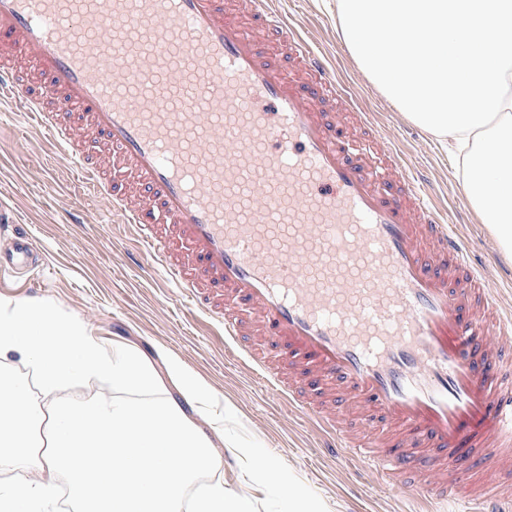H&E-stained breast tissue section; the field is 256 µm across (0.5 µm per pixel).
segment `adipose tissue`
I'll return each instance as SVG.
<instances>
[{
  "label": "adipose tissue",
  "instance_id": "adipose-tissue-1",
  "mask_svg": "<svg viewBox=\"0 0 512 512\" xmlns=\"http://www.w3.org/2000/svg\"><path fill=\"white\" fill-rule=\"evenodd\" d=\"M27 366L24 375L10 361ZM102 381L109 401L74 403L61 393ZM178 394L171 397L167 386ZM213 390L183 362L161 364L91 336L85 324L37 301L0 303V512H50L55 481L70 485L75 512H183L186 491L230 445ZM251 480L283 494L288 512H324L275 459L232 443Z\"/></svg>",
  "mask_w": 512,
  "mask_h": 512
}]
</instances>
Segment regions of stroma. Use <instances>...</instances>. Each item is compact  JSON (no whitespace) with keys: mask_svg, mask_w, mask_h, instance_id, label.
<instances>
[{"mask_svg":"<svg viewBox=\"0 0 512 512\" xmlns=\"http://www.w3.org/2000/svg\"><path fill=\"white\" fill-rule=\"evenodd\" d=\"M289 16L335 65L337 76L361 93L367 111L383 125L388 143L416 169H425L449 212L460 215L471 260L512 304V257L498 249L488 225L463 190L453 150L394 109L359 69L325 0H285ZM0 203L26 224L41 265L20 270L0 265V299L51 303L82 320L110 342L150 354L163 350L230 407L228 439L247 432L264 452L319 497L326 512H415L411 496L381 486L361 465H337L319 453V438L298 415L279 406L262 383L226 355L220 328L188 313L176 289L151 266L129 265L131 243L97 201L85 196L77 175L38 134L25 131L9 106L0 105ZM84 221H70L72 212ZM225 488L249 498L254 512H287L279 493L253 483L243 468L224 467Z\"/></svg>","mask_w":512,"mask_h":512,"instance_id":"35a3bbf8","label":"stroma"}]
</instances>
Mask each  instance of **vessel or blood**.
<instances>
[{
	"label": "vessel or blood",
	"instance_id": "obj_1",
	"mask_svg": "<svg viewBox=\"0 0 512 512\" xmlns=\"http://www.w3.org/2000/svg\"><path fill=\"white\" fill-rule=\"evenodd\" d=\"M3 100L330 457L512 512V308L278 0H0Z\"/></svg>",
	"mask_w": 512,
	"mask_h": 512
}]
</instances>
